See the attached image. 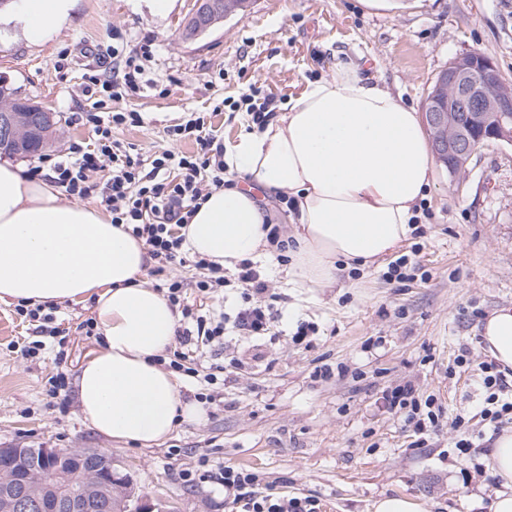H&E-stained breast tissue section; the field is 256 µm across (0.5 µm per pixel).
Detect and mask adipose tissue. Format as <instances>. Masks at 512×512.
<instances>
[{"label": "adipose tissue", "instance_id": "1", "mask_svg": "<svg viewBox=\"0 0 512 512\" xmlns=\"http://www.w3.org/2000/svg\"><path fill=\"white\" fill-rule=\"evenodd\" d=\"M76 6L19 0L24 40L45 43ZM224 162L232 184L212 191L184 227L187 249L227 269L270 256V216L258 196L287 195L294 288L330 286L339 271L369 269L398 251L416 229L436 166L414 108L346 64L226 146ZM149 262L143 241L110 217L63 203L48 182L0 163V301L93 302L101 338L77 377L80 413L99 434L146 447L205 414L202 404L183 402L175 374L158 362L175 341L179 316L143 282ZM482 336L487 352L512 368V307L493 310ZM487 465L509 485L492 512H512V431L494 439Z\"/></svg>", "mask_w": 512, "mask_h": 512}]
</instances>
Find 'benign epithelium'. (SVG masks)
<instances>
[{"label": "benign epithelium", "instance_id": "7a95c632", "mask_svg": "<svg viewBox=\"0 0 512 512\" xmlns=\"http://www.w3.org/2000/svg\"><path fill=\"white\" fill-rule=\"evenodd\" d=\"M230 0H199V7L180 27L182 40L193 42L230 16ZM423 121L431 134L436 157L457 174L467 167L475 144L467 134L472 123L481 126L488 142L512 145V84L497 76L492 58L470 51L452 58L427 96ZM54 126L53 113L21 105L0 110V151L45 135ZM26 475L0 481V512H122L134 500L133 512H153L155 506L133 498L132 481L119 473L112 459L102 460L95 448L78 450L85 482L100 489L91 495L74 487L71 450L62 448L0 447Z\"/></svg>", "mask_w": 512, "mask_h": 512}]
</instances>
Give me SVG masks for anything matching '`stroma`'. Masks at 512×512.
Wrapping results in <instances>:
<instances>
[{
    "label": "stroma",
    "instance_id": "35a3bbf8",
    "mask_svg": "<svg viewBox=\"0 0 512 512\" xmlns=\"http://www.w3.org/2000/svg\"><path fill=\"white\" fill-rule=\"evenodd\" d=\"M195 7L196 0H175L161 15L152 0H79L69 26L38 46L21 38L13 14L1 12L0 83L53 113L47 151L63 153L91 136L69 116L85 104V74L111 69L113 29L153 39L157 52L141 91L111 104L144 116L143 126L114 135L147 157L170 146L194 151L192 142L166 135L189 112L206 113L222 142L235 141L250 121L232 105L249 84L284 102L342 62L358 64L417 110L448 61L465 52L491 57L512 82V0H386L375 9L364 0H251L186 43L179 26ZM419 211L420 232L402 249L417 261L409 282L387 280L380 267L349 272L331 288H292L285 266L268 261L281 296L273 336L257 343L236 335L213 353L210 363L224 368L216 403L149 448L110 440L81 419L74 384L99 345L80 330L92 303L60 305L69 336L59 362L53 345L39 359L10 348L28 330L13 304L0 302V444L99 449L160 512H228L221 486L180 477L204 458L257 474L273 494L314 497L321 512H372L383 496L406 497L419 512H489L502 485L483 465L494 431L477 417L484 398L478 365L488 358L480 327L495 308L512 306V146L480 145L457 175L437 167ZM301 322L317 328L311 345L293 340ZM464 351L470 366L459 373ZM234 357L246 359V368H231ZM58 369L69 384L63 399L45 391ZM408 383L443 411L423 448L384 400ZM460 417L478 435L466 462L455 448Z\"/></svg>",
    "mask_w": 512,
    "mask_h": 512
}]
</instances>
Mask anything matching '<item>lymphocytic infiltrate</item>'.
Returning <instances> with one entry per match:
<instances>
[{"mask_svg": "<svg viewBox=\"0 0 512 512\" xmlns=\"http://www.w3.org/2000/svg\"><path fill=\"white\" fill-rule=\"evenodd\" d=\"M154 55L152 41L123 40L112 50L111 74L87 75L83 96L92 104L80 118L92 132L89 141L69 147L63 154L41 155L27 174L57 187L70 199L100 197L110 211L113 223L122 225L133 237L143 240L154 264V272L172 268L170 278L162 284L169 303L181 313L177 329L178 343L159 362L165 368L206 385L217 384L215 371L205 370L199 355L204 350L224 344V314L211 311L208 302L226 283L224 269L207 258L192 254L185 247L181 232L201 201L212 190L224 187V145L206 126L202 113H188L183 121L168 130L172 141H194L196 152L186 154L166 149L144 161L134 146L123 145L114 138V128L143 124L137 112H115L112 101L126 92L141 89L144 61ZM108 172L106 182H99L100 172ZM186 268V275L175 274V267ZM236 280L243 305L235 323L246 335H268L274 319L277 299L268 280L245 260L237 267ZM197 303H190V295ZM481 388L484 393L481 420L501 423L512 416V377L499 364L484 361ZM389 410L401 412L417 435L418 446H425L439 425L441 408L434 397H422L413 385L392 390L385 397ZM182 478L220 485L224 500L241 512H318V502L309 497L274 496L259 491L253 473L220 466L196 472L184 471Z\"/></svg>", "mask_w": 512, "mask_h": 512, "instance_id": "obj_1", "label": "lymphocytic infiltrate"}]
</instances>
